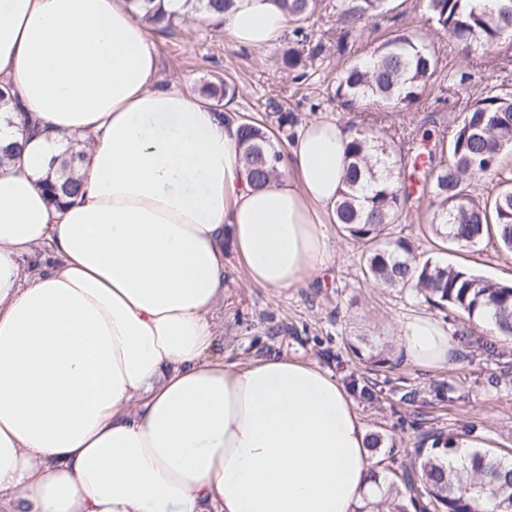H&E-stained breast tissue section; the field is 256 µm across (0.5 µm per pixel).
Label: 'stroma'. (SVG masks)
I'll return each instance as SVG.
<instances>
[{
	"label": "stroma",
	"mask_w": 512,
	"mask_h": 512,
	"mask_svg": "<svg viewBox=\"0 0 512 512\" xmlns=\"http://www.w3.org/2000/svg\"><path fill=\"white\" fill-rule=\"evenodd\" d=\"M392 11L366 19L360 36L344 54L328 48L313 63L310 77L293 82L278 59L291 43L283 32L270 49L235 45L223 26L198 19L171 33L151 32L150 42L160 63L163 84L177 86L201 100L202 86L228 82L236 88L231 108L236 113L276 124L280 113L295 119L289 135L299 126L319 120L371 124L370 112L355 115L337 107L330 98L347 67L380 46L394 31L420 36L432 44L441 71L427 84L418 104L393 114L399 125L442 135L461 110L459 101L479 94L485 86L504 85L512 92V62L491 50L470 57L460 53L455 41L431 20L427 0H392ZM464 71L465 85L449 87L450 77ZM429 190L410 200L398 236L408 238L421 258L464 267L489 280L512 283V252L495 239H484L461 250L424 231L432 218ZM337 247V257L323 282L271 291L252 284L233 251H226L227 288L218 313L224 332L217 347L225 360L246 362L285 355L316 364L330 372L349 390L369 433L382 442L373 457L397 467L407 452L430 442L433 432H453L462 427L472 437L505 459H512V339L488 325L463 324L454 311L431 307L420 295L398 292L366 280L361 247L348 240L338 225L327 227ZM417 315L443 322L450 336L448 364L422 369L399 352L398 325ZM388 348L392 365L380 368L372 357Z\"/></svg>",
	"instance_id": "stroma-1"
}]
</instances>
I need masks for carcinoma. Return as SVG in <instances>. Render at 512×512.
<instances>
[{"label":"carcinoma","instance_id":"obj_1","mask_svg":"<svg viewBox=\"0 0 512 512\" xmlns=\"http://www.w3.org/2000/svg\"><path fill=\"white\" fill-rule=\"evenodd\" d=\"M142 19L158 31L170 32L202 17L221 24L234 0H184V9L167 8L168 0H128ZM292 26L293 43L281 65L298 80L308 77L307 62L319 58L326 43L311 39L310 21L318 0H281ZM330 7L344 24L336 33V52L369 17L390 11V0H332ZM437 26L457 40L467 54L512 46V0H428ZM439 67L434 49L413 34L398 33L369 58L347 68L336 84V103L352 110L382 104L392 110L419 101ZM242 160L251 185L261 187L276 173L281 149L264 125L240 123ZM349 164L344 189L336 204V224L349 239L363 247L364 276L379 285L414 289L433 307L451 309L466 320H480L500 335L512 338V285L488 280L464 268L420 259L406 238H393L389 229L398 223L410 199L399 182L400 171L416 169L424 154L422 172L437 199L428 224L433 235L460 247H473L492 235L512 252V170L503 153L512 151V94L493 86L468 100L448 125V141L411 130L396 146L382 126H349ZM71 160L57 165L61 174L46 179L43 191L54 205L79 194L82 184L65 173ZM492 176L491 191L477 197L471 182ZM455 452L452 439L438 435L428 448H418L408 466L397 473L375 468L370 478L385 487L384 499L369 502L356 512H512V464L489 450L471 455L472 468L447 466Z\"/></svg>","mask_w":512,"mask_h":512}]
</instances>
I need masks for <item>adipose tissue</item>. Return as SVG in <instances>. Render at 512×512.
<instances>
[{
	"label": "adipose tissue",
	"mask_w": 512,
	"mask_h": 512,
	"mask_svg": "<svg viewBox=\"0 0 512 512\" xmlns=\"http://www.w3.org/2000/svg\"><path fill=\"white\" fill-rule=\"evenodd\" d=\"M280 0L224 29L269 49ZM0 507L5 512H356L381 498L370 437L333 376L217 355L224 249L255 285L330 267L347 130L302 126L257 189L239 122L161 84L128 0H0ZM79 195L41 189L61 152ZM405 358L445 365L448 331L400 322Z\"/></svg>",
	"instance_id": "obj_1"
}]
</instances>
